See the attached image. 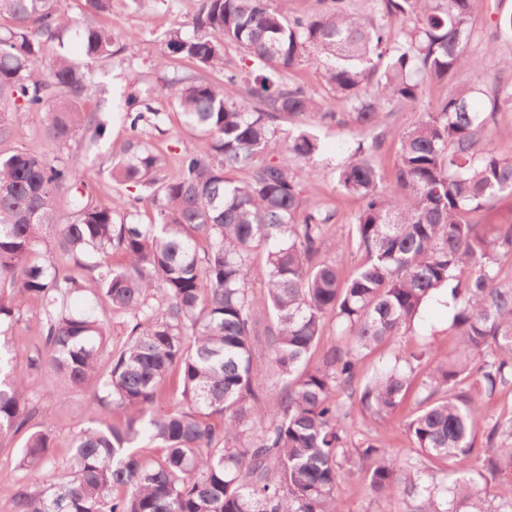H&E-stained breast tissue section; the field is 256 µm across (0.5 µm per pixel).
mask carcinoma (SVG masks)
I'll return each instance as SVG.
<instances>
[{"mask_svg": "<svg viewBox=\"0 0 512 512\" xmlns=\"http://www.w3.org/2000/svg\"><path fill=\"white\" fill-rule=\"evenodd\" d=\"M310 17H292L288 0H202L193 18L203 38L178 27L158 61L162 90L184 125L201 139L185 153L174 179L138 134L151 112L135 89L126 97L131 136L113 150L112 180L133 184L154 207L149 224L128 220L117 202H97L78 180L81 161L52 163L24 151L0 156V438L30 418L27 370H52L75 388H89L97 426L71 442L67 472L30 485L51 459L50 437L31 434L22 449L24 481L0 512H340L338 498L356 423L396 414L417 379L418 407L406 422L415 452L453 463L462 473L451 487L429 480L409 456L361 442L359 472L378 497L407 495V512H512V497L495 502L475 482L512 474V415L493 419L488 404L512 385V283L499 281L498 258L512 256V222L485 224L492 200L512 195V160L489 146L488 123L512 108V83L474 105L482 83L456 86L400 140L393 186L373 162L382 140H358L339 168L340 188L358 197L354 241L363 260L340 279L329 254L341 244L324 236L332 214L302 198L297 163L317 150L306 133L281 147L283 123L318 111L300 85L281 71L316 60L340 108L364 127L376 125L384 104L418 102L426 81H444L481 61L467 53L479 0H376L380 17L412 26L392 43L386 26L349 11L347 0H319ZM68 0H0V101L46 112L47 136L65 143L81 125L94 144L105 124L79 116L73 102L87 95L84 72L71 60L45 59L44 46L76 30L85 55L112 56V27L80 23ZM85 13L112 14V0H84ZM261 64L245 75L224 64V44ZM226 82L243 87L224 96ZM244 173L234 180L231 175ZM72 192L73 216L55 222L59 193ZM51 237L64 253L92 256L93 275L81 283L40 261ZM126 264L115 266L109 251ZM267 253L261 293L252 290L248 262ZM448 289L455 355L424 364L419 349L357 381L362 356L410 328L423 305ZM85 292L132 316L122 346L108 352L104 318L73 311ZM159 292L165 309L148 303ZM36 300L44 350L16 362L18 301ZM341 339L318 367L307 359L326 318ZM269 353L266 384L255 382L256 345ZM178 371L182 392L171 408L157 406L167 376ZM114 408L129 411L112 422ZM483 438V453L475 452ZM158 443L156 460L136 448Z\"/></svg>", "mask_w": 512, "mask_h": 512, "instance_id": "cac0c4a2", "label": "carcinoma"}]
</instances>
